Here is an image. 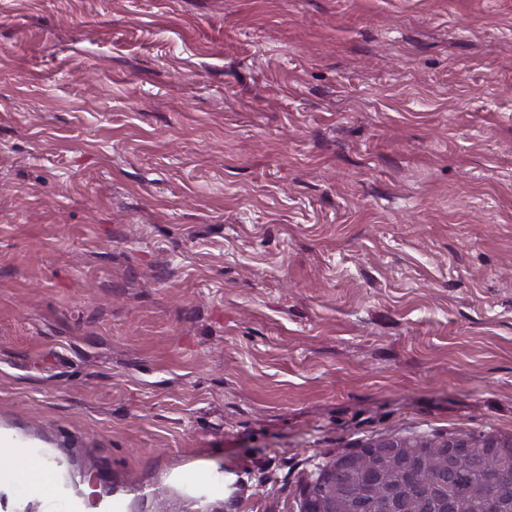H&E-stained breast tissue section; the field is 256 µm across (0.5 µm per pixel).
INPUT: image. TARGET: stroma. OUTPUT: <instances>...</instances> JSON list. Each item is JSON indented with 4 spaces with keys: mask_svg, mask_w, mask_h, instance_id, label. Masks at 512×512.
<instances>
[{
    "mask_svg": "<svg viewBox=\"0 0 512 512\" xmlns=\"http://www.w3.org/2000/svg\"><path fill=\"white\" fill-rule=\"evenodd\" d=\"M512 436V0H0V436L104 512H298Z\"/></svg>",
    "mask_w": 512,
    "mask_h": 512,
    "instance_id": "35a3bbf8",
    "label": "stroma"
}]
</instances>
